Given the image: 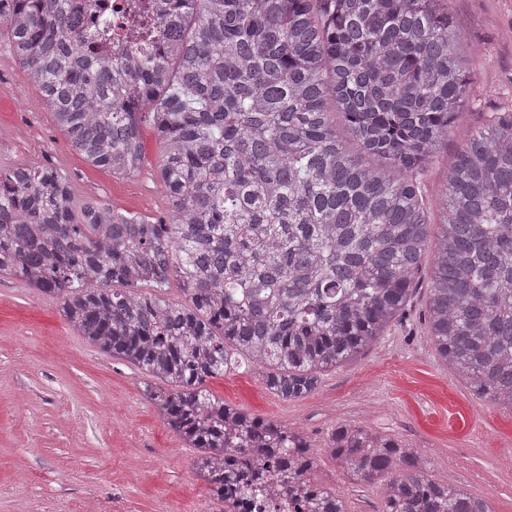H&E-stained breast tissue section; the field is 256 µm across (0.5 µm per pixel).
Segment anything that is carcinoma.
I'll return each mask as SVG.
<instances>
[{
    "instance_id": "obj_1",
    "label": "carcinoma",
    "mask_w": 512,
    "mask_h": 512,
    "mask_svg": "<svg viewBox=\"0 0 512 512\" xmlns=\"http://www.w3.org/2000/svg\"><path fill=\"white\" fill-rule=\"evenodd\" d=\"M446 3L159 0L148 46L110 58L87 50L98 20L74 0L0 11V44L88 163L135 175L151 126L172 213L77 205L58 169L0 168V277L59 298L78 335L152 380L221 502L271 473L300 512H347L300 432L206 382L237 355L279 396L308 395L402 319L428 253V336L456 380L512 410V109L456 152L437 213L424 198L475 96ZM326 451L350 481H385L383 512H491L365 426H336Z\"/></svg>"
}]
</instances>
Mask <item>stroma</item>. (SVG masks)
Returning <instances> with one entry per match:
<instances>
[{
	"mask_svg": "<svg viewBox=\"0 0 512 512\" xmlns=\"http://www.w3.org/2000/svg\"><path fill=\"white\" fill-rule=\"evenodd\" d=\"M448 11L478 57L476 83L494 97L471 101L467 123L427 172L436 205L456 149L487 113L512 105V0H450ZM146 163L122 178L71 151L40 90L0 46V167L45 164L67 172L74 198L95 196L150 219H169L158 174L159 144L143 126ZM427 289L406 319L357 361L325 373L309 395L287 400L240 364L208 390L258 417L301 431L316 456L317 482L343 491L348 512H381L384 484L350 482L327 456L329 432L360 423L402 440L436 482L454 479L492 512H512V410L475 398L452 379L419 320ZM58 299L0 277V512H201L212 495L193 470L195 451L148 401L134 366L87 342L61 316Z\"/></svg>",
	"mask_w": 512,
	"mask_h": 512,
	"instance_id": "1",
	"label": "stroma"
}]
</instances>
